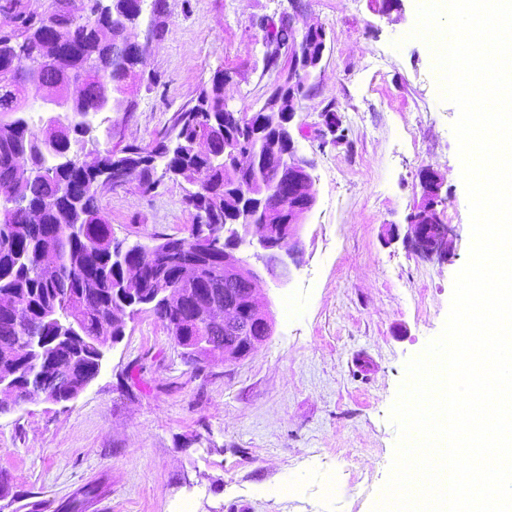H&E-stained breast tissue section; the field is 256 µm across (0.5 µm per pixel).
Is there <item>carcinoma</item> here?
<instances>
[{"label":"carcinoma","mask_w":512,"mask_h":512,"mask_svg":"<svg viewBox=\"0 0 512 512\" xmlns=\"http://www.w3.org/2000/svg\"><path fill=\"white\" fill-rule=\"evenodd\" d=\"M64 2L48 0L38 11L30 0H0V15L13 24L0 28V183L19 185L25 197L23 207L0 200V298L15 304L10 312H0V376L13 371L22 401L31 393L29 377H39L47 399L57 404L76 382L99 373L98 343L122 333L114 314L123 308L124 289H137L143 301L154 283L163 280L181 298L204 294L220 303L228 291L224 252L197 250L193 231L168 240L169 259L148 257L138 242L112 246V227L98 203L103 189L99 174L80 161L88 132L84 117L134 107L130 95L140 60L126 21L139 10L140 0H109L104 14L98 0H85L84 13L74 21ZM104 24L113 30L110 41L99 35ZM53 27L64 30V39L48 63L44 36ZM16 56L30 61L27 75L13 65ZM226 75L215 71L191 104L170 118L152 147L128 143L121 149L130 176L145 193L154 192L165 176L176 180L183 171L198 175L199 186L184 203L191 210L211 207L208 224L217 238L235 235L233 225L224 222V194L231 192L228 166L234 165L236 152L249 154L252 175L267 186L277 180L282 166L247 134L266 107L254 112L227 109ZM73 85L79 93L55 117L53 127L34 118L40 113L36 103L41 90L68 91ZM203 141L211 142L206 153L199 151ZM187 263L200 269L193 283L180 275ZM133 267L140 268L138 282L127 277ZM156 314L170 336L187 346L217 336V347H224V330L200 325L187 306ZM99 495L96 483L81 487L67 512H84Z\"/></svg>","instance_id":"carcinoma-1"}]
</instances>
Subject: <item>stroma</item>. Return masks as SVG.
Returning a JSON list of instances; mask_svg holds the SVG:
<instances>
[{
    "label": "stroma",
    "instance_id": "1",
    "mask_svg": "<svg viewBox=\"0 0 512 512\" xmlns=\"http://www.w3.org/2000/svg\"><path fill=\"white\" fill-rule=\"evenodd\" d=\"M289 8L288 0H166L164 33L141 63L153 81L134 86L133 111L106 113L109 147L152 145L219 68L233 76L232 103L257 110L288 60L266 67L256 21ZM300 21L324 27L327 39L294 120L316 204L290 281L258 282L272 335L242 361L198 371L144 312L75 400L0 415V473L51 512L90 482L104 491L92 512H180L184 502L190 512H372L380 499L405 365L441 333L468 258L451 130L458 109L439 98L430 46L410 36L417 0L390 19L372 0H303ZM328 109L348 140L324 148L312 132ZM428 168L443 180V220L456 232L440 263L405 240ZM186 189L168 180L146 194L133 180L104 189L99 205L116 238L185 237L194 222Z\"/></svg>",
    "mask_w": 512,
    "mask_h": 512
}]
</instances>
